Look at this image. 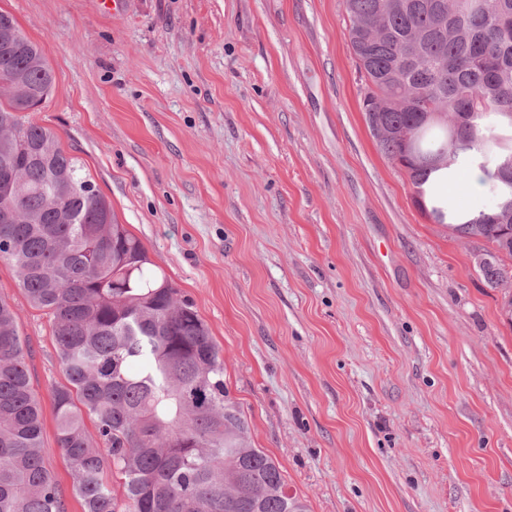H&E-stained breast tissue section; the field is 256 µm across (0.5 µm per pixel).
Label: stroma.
I'll use <instances>...</instances> for the list:
<instances>
[{
	"label": "stroma",
	"mask_w": 512,
	"mask_h": 512,
	"mask_svg": "<svg viewBox=\"0 0 512 512\" xmlns=\"http://www.w3.org/2000/svg\"><path fill=\"white\" fill-rule=\"evenodd\" d=\"M54 129L193 300L307 512H512V320L361 111L343 0H0ZM34 387L51 316L0 260ZM44 456L81 512L46 420Z\"/></svg>",
	"instance_id": "obj_1"
}]
</instances>
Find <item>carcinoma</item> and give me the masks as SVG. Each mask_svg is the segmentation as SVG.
Returning a JSON list of instances; mask_svg holds the SVG:
<instances>
[{
  "mask_svg": "<svg viewBox=\"0 0 512 512\" xmlns=\"http://www.w3.org/2000/svg\"><path fill=\"white\" fill-rule=\"evenodd\" d=\"M380 151L414 195L439 165L478 166L492 203L448 229L479 239L485 282L512 306V0H345ZM0 259L32 308L49 312L65 383L49 392L56 440L83 512H307L284 467L252 446L224 389V355L193 302L154 267L142 242L50 127L25 119L54 74L15 17L0 10ZM471 107L476 126L462 121ZM444 113L424 122L423 111ZM408 143L382 139L371 115ZM14 307L0 298V512H65L43 455L45 417ZM93 429H88L86 420Z\"/></svg>",
  "mask_w": 512,
  "mask_h": 512,
  "instance_id": "cac0c4a2",
  "label": "carcinoma"
}]
</instances>
